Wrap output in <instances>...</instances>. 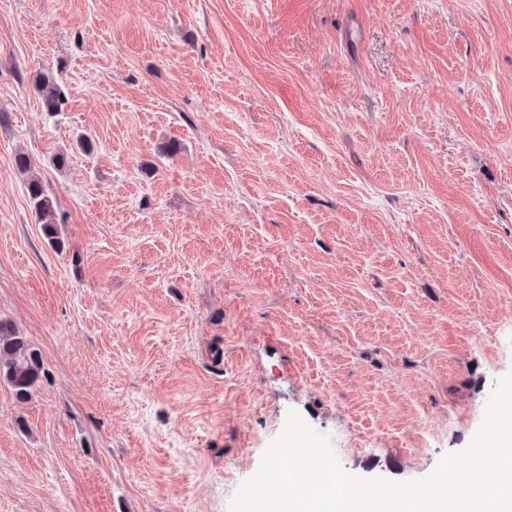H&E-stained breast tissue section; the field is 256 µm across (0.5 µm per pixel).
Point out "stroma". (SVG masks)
<instances>
[{
  "label": "stroma",
  "instance_id": "stroma-1",
  "mask_svg": "<svg viewBox=\"0 0 512 512\" xmlns=\"http://www.w3.org/2000/svg\"><path fill=\"white\" fill-rule=\"evenodd\" d=\"M0 319V512H228L291 409L429 474L512 371V0H0ZM41 104L46 112H60L67 100L68 90L52 78L40 77L36 82ZM27 193L35 210L36 220L41 224L44 237L54 246H61L57 209L53 199L48 195L43 181L37 177H31L27 182ZM44 376L41 352L9 320H0V384H7L15 398L24 402Z\"/></svg>",
  "mask_w": 512,
  "mask_h": 512
}]
</instances>
